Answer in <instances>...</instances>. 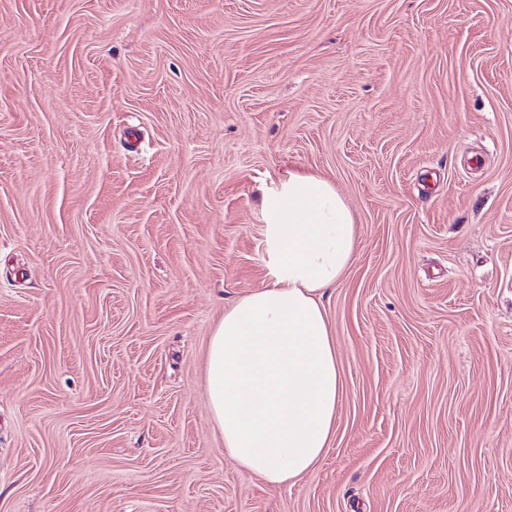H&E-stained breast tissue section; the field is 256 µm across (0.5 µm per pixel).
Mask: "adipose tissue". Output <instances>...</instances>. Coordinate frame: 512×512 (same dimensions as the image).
I'll use <instances>...</instances> for the list:
<instances>
[{"label":"adipose tissue","mask_w":512,"mask_h":512,"mask_svg":"<svg viewBox=\"0 0 512 512\" xmlns=\"http://www.w3.org/2000/svg\"><path fill=\"white\" fill-rule=\"evenodd\" d=\"M269 281L209 340L207 394L224 453L267 484L313 469L336 430L342 381L325 308L352 261V212L332 183L289 173L262 202Z\"/></svg>","instance_id":"adipose-tissue-1"}]
</instances>
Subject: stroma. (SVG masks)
Masks as SVG:
<instances>
[{"mask_svg":"<svg viewBox=\"0 0 512 512\" xmlns=\"http://www.w3.org/2000/svg\"><path fill=\"white\" fill-rule=\"evenodd\" d=\"M291 171L356 248L272 487L205 367ZM0 512H512V0H0Z\"/></svg>","mask_w":512,"mask_h":512,"instance_id":"stroma-1","label":"stroma"}]
</instances>
